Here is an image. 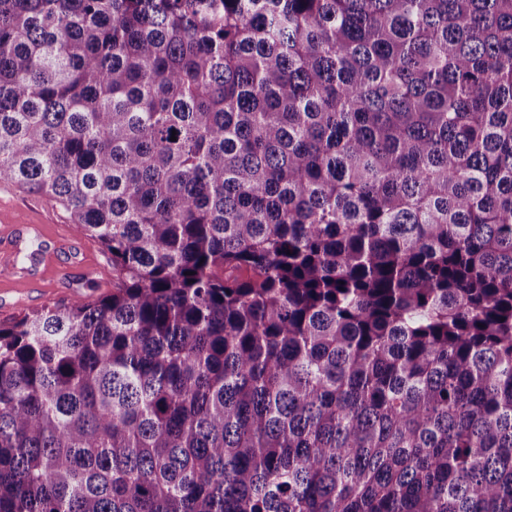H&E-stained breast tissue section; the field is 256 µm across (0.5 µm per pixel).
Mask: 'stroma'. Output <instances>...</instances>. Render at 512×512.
<instances>
[{
  "label": "stroma",
  "mask_w": 512,
  "mask_h": 512,
  "mask_svg": "<svg viewBox=\"0 0 512 512\" xmlns=\"http://www.w3.org/2000/svg\"><path fill=\"white\" fill-rule=\"evenodd\" d=\"M34 224L40 238H27L17 264L28 267L27 251L44 250L42 274L30 288L18 287L0 274V323L24 310L64 303L75 298L93 300L112 290V261L100 245L80 234L68 215L44 197L13 183L0 186V253L10 249V228Z\"/></svg>",
  "instance_id": "35a3bbf8"
}]
</instances>
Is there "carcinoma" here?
<instances>
[{"label": "carcinoma", "mask_w": 512, "mask_h": 512, "mask_svg": "<svg viewBox=\"0 0 512 512\" xmlns=\"http://www.w3.org/2000/svg\"><path fill=\"white\" fill-rule=\"evenodd\" d=\"M0 181V512H512V0H0ZM3 187L1 188V185ZM35 224L41 237L33 235L21 245L18 267L43 271L32 288H18L13 278L1 271V254L11 250L10 227ZM67 244L59 253L47 254L41 266L30 262L24 254L41 248L53 249L55 244ZM81 252L79 264L70 262L69 252ZM112 292V261L94 240L80 234L68 215L44 197L13 183L0 182V323L8 322L21 312L40 309L75 298L93 300ZM20 297L24 306L15 305Z\"/></svg>", "instance_id": "carcinoma-1"}]
</instances>
